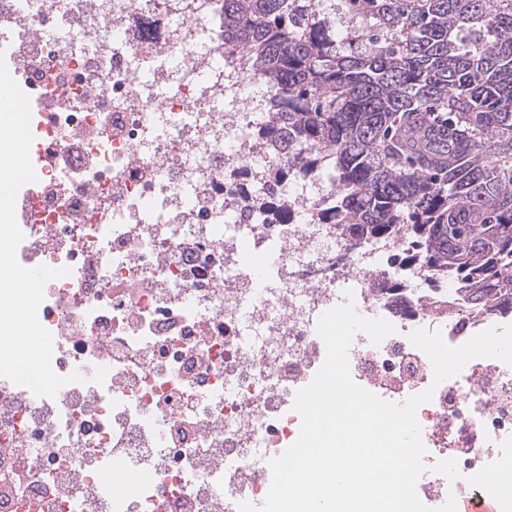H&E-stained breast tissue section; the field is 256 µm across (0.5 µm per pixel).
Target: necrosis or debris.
Returning a JSON list of instances; mask_svg holds the SVG:
<instances>
[{
    "label": "necrosis or debris",
    "instance_id": "obj_1",
    "mask_svg": "<svg viewBox=\"0 0 512 512\" xmlns=\"http://www.w3.org/2000/svg\"><path fill=\"white\" fill-rule=\"evenodd\" d=\"M9 72L31 99L37 182L16 199L26 267L48 281L39 319L60 375L103 384L53 398L0 378V512H238L265 499L270 459L298 438L297 390L322 366L321 315L349 285L360 314L352 379L404 403L426 447L416 491L432 507L512 473V366L471 360L434 383L409 334L453 346L499 323L448 317L452 287L389 291L392 240L356 244L318 213L329 191L265 138L211 0H0Z\"/></svg>",
    "mask_w": 512,
    "mask_h": 512
}]
</instances>
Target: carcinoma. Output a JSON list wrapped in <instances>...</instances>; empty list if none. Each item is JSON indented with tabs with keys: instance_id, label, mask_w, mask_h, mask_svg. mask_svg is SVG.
Returning a JSON list of instances; mask_svg holds the SVG:
<instances>
[{
	"instance_id": "1",
	"label": "carcinoma",
	"mask_w": 512,
	"mask_h": 512,
	"mask_svg": "<svg viewBox=\"0 0 512 512\" xmlns=\"http://www.w3.org/2000/svg\"><path fill=\"white\" fill-rule=\"evenodd\" d=\"M357 18L342 46L336 2ZM265 91L263 134L330 181L323 220L397 239L403 272L512 313V0H216Z\"/></svg>"
}]
</instances>
